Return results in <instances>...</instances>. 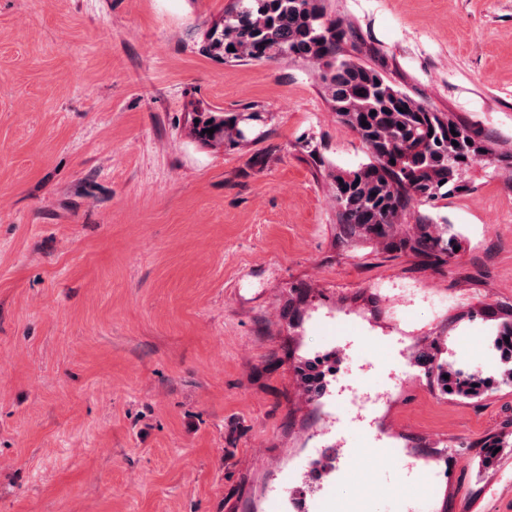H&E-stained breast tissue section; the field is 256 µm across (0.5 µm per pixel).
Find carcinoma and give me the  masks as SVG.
Wrapping results in <instances>:
<instances>
[{
  "label": "carcinoma",
  "instance_id": "1",
  "mask_svg": "<svg viewBox=\"0 0 512 512\" xmlns=\"http://www.w3.org/2000/svg\"><path fill=\"white\" fill-rule=\"evenodd\" d=\"M345 35L344 21L328 16L324 0H234L210 47L226 63L303 60L322 66L333 111L369 155V163L333 176L343 235L386 239L393 250L432 255L445 263L452 257L448 232L453 230L446 221L433 224L419 215L404 236L392 239L395 226L403 223L405 203L412 198L434 202L465 189L455 156L493 163L504 155L476 130L412 100L372 68L345 57ZM260 121L257 112H208L199 115L196 132L207 141L231 128L244 140ZM211 128L213 134L205 133ZM491 349L505 367L501 383L512 384V317L498 325ZM418 363L426 375H436L447 395L478 398L496 384L491 376L443 359L435 345L418 356ZM299 374L310 391L323 392L325 374L319 364L306 362Z\"/></svg>",
  "mask_w": 512,
  "mask_h": 512
}]
</instances>
